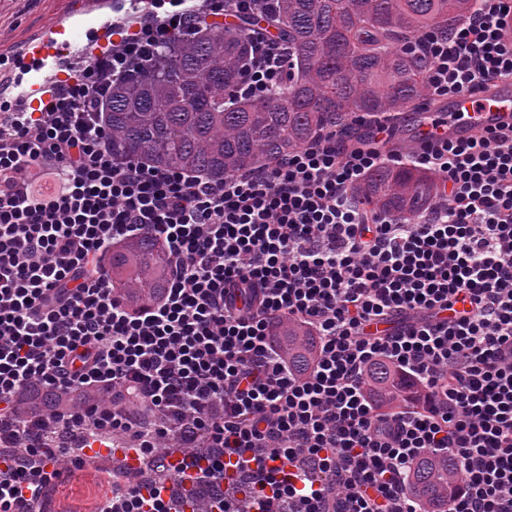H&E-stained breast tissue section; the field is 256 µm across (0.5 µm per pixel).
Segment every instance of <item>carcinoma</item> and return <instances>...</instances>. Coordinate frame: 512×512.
I'll use <instances>...</instances> for the list:
<instances>
[{
  "mask_svg": "<svg viewBox=\"0 0 512 512\" xmlns=\"http://www.w3.org/2000/svg\"><path fill=\"white\" fill-rule=\"evenodd\" d=\"M474 0H279L268 25L288 42L284 83L271 96L234 95L259 33L237 25L205 24L182 42L112 86L104 119L112 149L148 164L214 179L251 170L329 132L364 136L382 114L411 112L425 98L427 61L407 50L421 33L451 30ZM367 206L412 218L434 196L431 177L416 168L381 165L357 188ZM112 284L131 307L159 296L168 260L151 236L112 250ZM290 364H310L305 328L284 325ZM388 404L405 402L416 386L385 363L368 376ZM450 456L430 455L409 475L412 494L429 512H448L455 493Z\"/></svg>",
  "mask_w": 512,
  "mask_h": 512,
  "instance_id": "cac0c4a2",
  "label": "carcinoma"
}]
</instances>
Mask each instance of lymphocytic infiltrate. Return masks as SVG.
I'll return each mask as SVG.
<instances>
[{
	"mask_svg": "<svg viewBox=\"0 0 512 512\" xmlns=\"http://www.w3.org/2000/svg\"><path fill=\"white\" fill-rule=\"evenodd\" d=\"M277 0H150L119 38L49 90L41 112L0 132V512L45 505L57 428L129 436L137 461L204 442L195 484L209 512L226 464L254 512H424L408 492L429 453L457 463L448 512H512V130L391 148L389 126L335 134L215 181L112 151L101 96L132 65L209 17L260 21ZM427 95L452 98L512 79V0H476L449 31L423 33ZM287 48L269 33L238 96L280 87ZM435 179L415 219L367 209L356 187L382 164ZM56 188L35 189L40 168ZM160 238V299L129 310L109 273L113 248ZM309 327L297 375L272 334ZM385 361L420 396L375 401ZM170 486L113 481L93 512H172Z\"/></svg>",
	"mask_w": 512,
	"mask_h": 512,
	"instance_id": "obj_1",
	"label": "lymphocytic infiltrate"
}]
</instances>
